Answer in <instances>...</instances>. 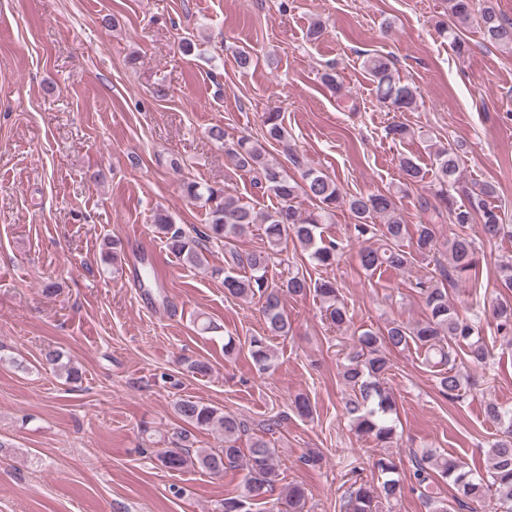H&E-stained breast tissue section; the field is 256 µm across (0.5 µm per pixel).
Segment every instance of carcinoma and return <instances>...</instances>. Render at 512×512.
Returning a JSON list of instances; mask_svg holds the SVG:
<instances>
[{
    "label": "carcinoma",
    "mask_w": 512,
    "mask_h": 512,
    "mask_svg": "<svg viewBox=\"0 0 512 512\" xmlns=\"http://www.w3.org/2000/svg\"><path fill=\"white\" fill-rule=\"evenodd\" d=\"M475 0H449L450 21L442 22V33L450 35L452 44L461 47V39L455 32L459 27L476 23L484 39L492 45L512 49V23L504 21L491 0H483L482 7L474 8ZM363 67L374 84L378 101L394 112H404L417 103L415 88L396 77L392 61L380 54L367 57ZM263 140L242 136L232 143L229 154L236 166L253 173L255 188L278 199V206L257 219L253 209L238 198L226 194L221 188L208 187L206 192L193 181L183 183L187 197H206L209 203L208 223L194 229L189 235L175 227L166 215L156 219V232L163 236L167 249L185 265L201 268L207 264L208 244L221 242L224 246L240 237L251 224H263L267 243L264 250L240 253L229 250V261L224 268V293L231 297L261 302L260 312L265 324L262 336L249 338L248 354L254 367L261 373L273 366L270 339L286 336L290 330L288 316L283 308V297L305 296L313 292L326 305L327 318L338 329L347 327L349 318L344 303L339 298L336 282L318 280L312 282L303 274H294L286 281L273 282L268 277L270 265L279 247L293 240L308 252L312 263L331 266L343 255L347 244L342 241H324L317 238L319 225L344 205L357 218L353 225L354 236L359 243L357 258L360 266L374 273L382 268H405L412 263L413 255L430 257L436 250V225L418 224L415 233H409L397 213L392 194L381 192L345 196L336 182L316 169L307 168L302 181L288 177L283 167L267 156L266 144L286 142L285 129L278 112H267L263 116ZM436 178L440 189L436 191L438 203L424 202L425 209H433L436 216L448 218L449 223L459 229L448 240V273L445 283L452 285L472 276L477 268L478 247L466 229L474 223L480 224L483 240L492 242L505 236L512 237V225L503 223L496 209L486 205L483 196L492 192L489 185L483 186L469 205H455L448 198V181L455 178L459 169L456 149L444 147L436 152ZM405 185L422 181L423 172L410 157L400 160ZM305 196L315 202L316 208L302 212L297 199ZM374 215L385 217L379 226L369 223ZM410 239L411 250H406L404 241ZM445 283H437L429 277H421L414 288L422 295L427 316L414 323L390 322L386 334L380 336L365 330L358 337L359 350L343 366L342 379L355 397L345 404L346 414L355 430L373 437L378 443L388 442L393 435L392 414L395 402L383 387V380L392 368L388 350L407 349L415 345L423 353V364L434 370L439 392L450 401L464 394L461 374L456 367L454 347L466 348L467 361L476 366L487 364L490 353L477 334V327L470 318L462 316L448 300ZM492 318L498 333L512 335V300L503 299L492 306ZM42 361L55 372L66 375L71 381L78 378V371L63 362V354L48 348L42 353ZM182 427L168 437L169 448L158 454L161 466L170 471H182L198 467L210 474L220 476L224 470L239 465L242 448L238 441L246 434L247 426L237 416L223 409L192 398H181L173 405ZM488 416L500 425L502 436L489 449L490 468L487 477H474L459 460L441 456L426 450L416 457L413 476L421 497L432 512H448V504L433 496L432 474L448 479L457 490L477 504L485 502L488 492H493L494 512H512V408L503 409L495 403L487 406ZM217 431L224 436V447L196 448V433ZM375 466L385 479L378 485L367 481L352 484L346 500V512H383L384 505L401 497L403 484L395 477L396 463L385 457L379 458ZM246 474L242 490L233 497L224 498L223 512H248V506L276 503L285 507V512H307V490L302 485L278 488L281 481L276 462V449L267 441L255 439L248 448L245 459Z\"/></svg>",
    "instance_id": "carcinoma-1"
}]
</instances>
